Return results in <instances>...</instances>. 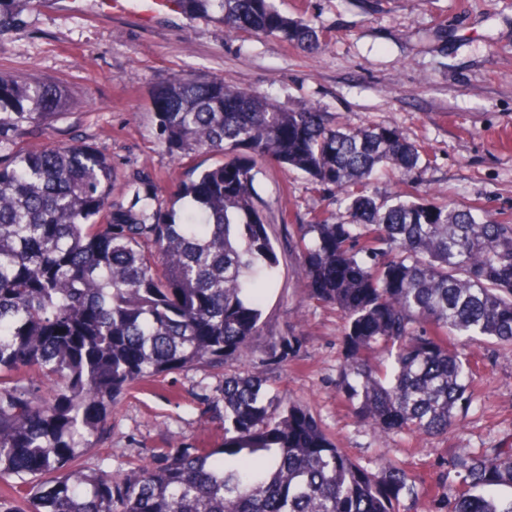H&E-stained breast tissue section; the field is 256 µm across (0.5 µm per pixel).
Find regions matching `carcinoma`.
Returning a JSON list of instances; mask_svg holds the SVG:
<instances>
[{"label": "carcinoma", "instance_id": "carcinoma-1", "mask_svg": "<svg viewBox=\"0 0 512 512\" xmlns=\"http://www.w3.org/2000/svg\"><path fill=\"white\" fill-rule=\"evenodd\" d=\"M178 3L217 14L229 33L322 46L276 0ZM31 6L0 0V38ZM152 104L175 166L227 157L187 172L178 210L147 170L114 194L112 163L94 148L21 146L54 129L67 93L0 72V512H401L425 492L414 476L352 460L247 367L224 378V447L173 442L118 475L78 463L129 387L189 363L248 361L280 265L254 189L267 161L346 202L348 221L317 216L288 235L309 296L343 316L336 387L353 418L381 436L446 435L479 398L473 365L448 340L512 353V224L427 194L370 192L375 173L418 167L423 147L401 131L339 128L317 106L284 110L191 73L154 84ZM295 344L281 337L269 353L285 360ZM441 467L439 481L455 483L449 512H512V494L497 493L512 489V448L455 451Z\"/></svg>", "mask_w": 512, "mask_h": 512}]
</instances>
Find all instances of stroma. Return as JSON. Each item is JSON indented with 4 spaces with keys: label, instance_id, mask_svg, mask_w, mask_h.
Returning a JSON list of instances; mask_svg holds the SVG:
<instances>
[{
    "label": "stroma",
    "instance_id": "obj_1",
    "mask_svg": "<svg viewBox=\"0 0 512 512\" xmlns=\"http://www.w3.org/2000/svg\"><path fill=\"white\" fill-rule=\"evenodd\" d=\"M276 3L321 31L320 52L247 32L227 34L212 15L186 13L174 2L147 15L137 0L118 8L111 0H34L24 25L0 40V70L63 85L70 102L55 124V139L106 154L119 186L150 169L170 204L185 172L158 145L151 91L156 82L193 72L269 92L286 109L318 106L340 127H395L423 145L428 158L406 178L379 173L373 192L420 188L435 202L474 206L512 224V145L504 140L512 132V0ZM254 186L280 259L263 304L265 332L298 337L299 348L278 364L268 360L261 339L247 364L270 378L273 392L307 405L353 460L398 459L435 488L417 512H448L453 490L438 481L441 460L458 449L481 455L512 444V355L479 339L469 343L481 399L447 435L379 437L351 417L336 390L343 320L308 296L284 231L322 214L346 221V207L317 192L307 175L275 162L260 167ZM241 365L193 363L160 385L124 392L104 433L83 451V467L122 471L132 460L150 462L154 449L173 440L221 447L223 421L207 403L220 397L225 375Z\"/></svg>",
    "mask_w": 512,
    "mask_h": 512
}]
</instances>
